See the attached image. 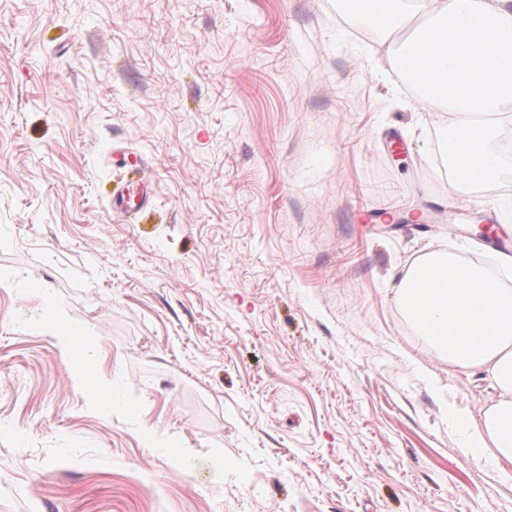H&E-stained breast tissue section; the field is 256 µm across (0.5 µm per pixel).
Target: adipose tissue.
Returning <instances> with one entry per match:
<instances>
[{
	"instance_id": "adipose-tissue-1",
	"label": "adipose tissue",
	"mask_w": 512,
	"mask_h": 512,
	"mask_svg": "<svg viewBox=\"0 0 512 512\" xmlns=\"http://www.w3.org/2000/svg\"><path fill=\"white\" fill-rule=\"evenodd\" d=\"M355 10L385 32L383 57L393 69L409 66L419 82L416 99L444 113L441 150L462 172L459 190L501 183L512 171V0H352ZM501 273L481 261L432 247L402 268L392 290L399 312L428 349L449 368L482 374L490 387L479 416L446 403L464 446L512 472V256ZM30 292L44 308L37 325L72 354L70 376L89 400L104 406L120 389L103 381L93 341L62 322L41 285Z\"/></svg>"
}]
</instances>
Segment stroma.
Returning <instances> with one entry per match:
<instances>
[{"mask_svg":"<svg viewBox=\"0 0 512 512\" xmlns=\"http://www.w3.org/2000/svg\"><path fill=\"white\" fill-rule=\"evenodd\" d=\"M381 39L337 0H0V512H512L443 410L486 382L392 295L511 216L512 177L449 195L444 125ZM32 283L94 337L112 407ZM118 196L122 198L123 203L127 204L130 201L134 206L139 205V208H141L150 201L152 191L150 184L140 179L136 185L123 188ZM29 291L43 301V314L36 321L41 329L54 336L61 347L72 354L70 376L76 386L85 390L89 400L101 407L112 405L118 398L120 389L113 382L103 381L92 356L93 341L81 330L62 322L54 298L40 284H33ZM79 344L78 352L73 347Z\"/></svg>","mask_w":512,"mask_h":512,"instance_id":"35a3bbf8","label":"stroma"}]
</instances>
